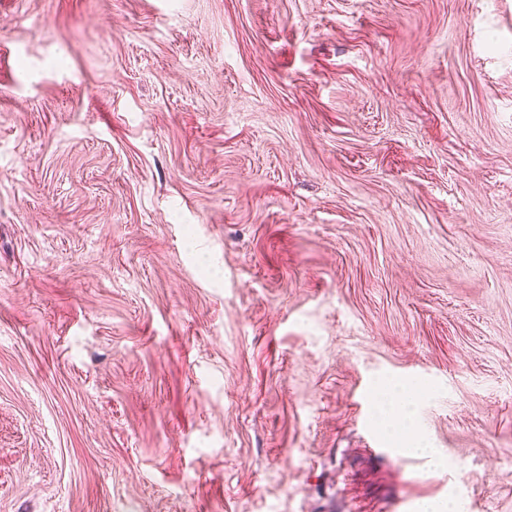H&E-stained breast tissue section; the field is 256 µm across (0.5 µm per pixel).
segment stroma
Segmentation results:
<instances>
[{
	"mask_svg": "<svg viewBox=\"0 0 512 512\" xmlns=\"http://www.w3.org/2000/svg\"><path fill=\"white\" fill-rule=\"evenodd\" d=\"M425 499L512 512V0H0V512Z\"/></svg>",
	"mask_w": 512,
	"mask_h": 512,
	"instance_id": "1",
	"label": "stroma"
}]
</instances>
